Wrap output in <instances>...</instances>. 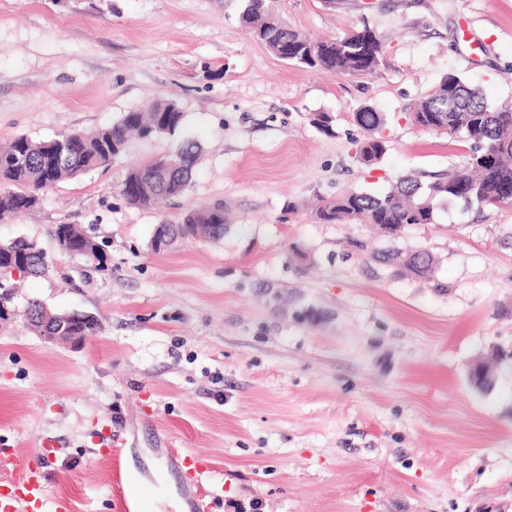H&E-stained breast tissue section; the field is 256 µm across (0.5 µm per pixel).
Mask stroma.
I'll return each instance as SVG.
<instances>
[{"label": "stroma", "mask_w": 512, "mask_h": 512, "mask_svg": "<svg viewBox=\"0 0 512 512\" xmlns=\"http://www.w3.org/2000/svg\"><path fill=\"white\" fill-rule=\"evenodd\" d=\"M240 0H0V140L54 138L176 101L201 147L190 186L159 208L123 201L127 169L174 138L131 139L110 166L45 191L0 221V241L42 247L0 319V473L42 459L50 497L118 512L111 433L129 476L157 486L153 512H192L171 449L206 459L213 512H512V359L490 388L469 378L512 349V208L454 205L394 236L317 222V197L384 193L404 174L460 167L463 138L410 114L448 72L512 102V0H278L312 37L370 27L388 38L369 74L285 62L239 21ZM383 112L386 154L355 152L363 106ZM223 204L217 239L154 252L156 224ZM81 225L106 258L61 254ZM425 249L429 279L370 260ZM94 315L98 335L51 343L27 301Z\"/></svg>", "instance_id": "stroma-1"}]
</instances>
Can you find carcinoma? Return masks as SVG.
I'll return each instance as SVG.
<instances>
[{
	"label": "carcinoma",
	"instance_id": "obj_1",
	"mask_svg": "<svg viewBox=\"0 0 512 512\" xmlns=\"http://www.w3.org/2000/svg\"><path fill=\"white\" fill-rule=\"evenodd\" d=\"M240 22L253 30L258 40L274 56L307 69L360 75L374 71L382 61L384 43L365 26L331 39H312L288 27L272 5V0H242ZM419 127H430L449 135H460L470 145L462 169L438 174L428 182L415 175L400 177L384 194L348 190L334 198L321 199L313 216L321 223L358 221L374 224L385 236H392L407 224H433L439 211L455 204L502 209L503 188L512 186V108L490 103L463 77L448 73L437 88L421 100L411 112ZM184 113L173 101H161L143 109L122 114L113 124L91 133L73 132L51 139L36 140L18 135L0 147V161L6 163L0 173L10 194L0 195V221L27 210L20 202L61 182L107 167L125 151L130 136L145 139L174 136L181 129ZM357 123L366 132L359 142L360 162L374 166L386 152L384 141L376 136L383 126L382 113L367 106L356 114ZM200 147L183 140L169 155L155 163L127 170L122 184L136 188L126 204L147 209L161 199L183 195L190 183ZM224 206L215 204L186 211L177 227L183 235L201 237L224 235ZM68 247L73 255L88 262L104 261L96 241L83 229L68 224ZM24 260L26 274L47 270L45 253L36 244L10 241L3 244L0 267L13 257ZM378 263L401 267L413 275L427 278L437 265L431 253L420 250L376 251Z\"/></svg>",
	"mask_w": 512,
	"mask_h": 512
}]
</instances>
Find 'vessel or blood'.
<instances>
[{
	"mask_svg": "<svg viewBox=\"0 0 512 512\" xmlns=\"http://www.w3.org/2000/svg\"><path fill=\"white\" fill-rule=\"evenodd\" d=\"M121 455V449L111 447L107 450L114 495L122 512H145L148 495L139 490L123 470ZM184 459L190 464L193 481L201 488L194 501L195 512H212L215 494L207 486L210 466L189 453ZM68 509V504L48 497L41 462L24 463L0 478V512H68Z\"/></svg>",
	"mask_w": 512,
	"mask_h": 512,
	"instance_id": "1",
	"label": "vessel or blood"
}]
</instances>
